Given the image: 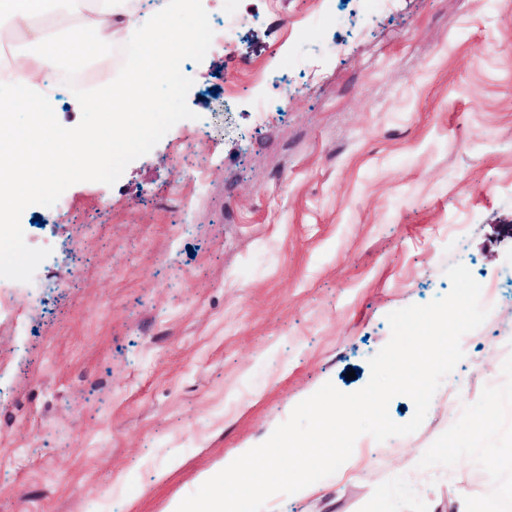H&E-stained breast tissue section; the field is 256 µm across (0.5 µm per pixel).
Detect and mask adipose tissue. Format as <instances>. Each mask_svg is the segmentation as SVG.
<instances>
[{"instance_id": "adipose-tissue-1", "label": "adipose tissue", "mask_w": 512, "mask_h": 512, "mask_svg": "<svg viewBox=\"0 0 512 512\" xmlns=\"http://www.w3.org/2000/svg\"><path fill=\"white\" fill-rule=\"evenodd\" d=\"M89 0H0V20L21 34L12 53L11 80L0 82V212L6 213L25 198L53 187L58 174L88 150L82 135L59 129L53 74L62 68H80L89 55L117 45H136L125 70L106 80L91 95L78 98L76 108L101 117L107 127L120 128L125 138L96 139L97 148L120 154L146 126L156 111L154 79L164 76L162 50L172 57L189 53L196 28L174 29L180 10L165 0L143 26L138 0H90L94 12H84ZM136 82L134 102H125L128 82ZM23 122H16V113ZM54 133L52 148H45L47 133Z\"/></svg>"}]
</instances>
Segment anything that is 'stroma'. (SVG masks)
I'll return each mask as SVG.
<instances>
[{
	"label": "stroma",
	"mask_w": 512,
	"mask_h": 512,
	"mask_svg": "<svg viewBox=\"0 0 512 512\" xmlns=\"http://www.w3.org/2000/svg\"><path fill=\"white\" fill-rule=\"evenodd\" d=\"M138 145L30 196L0 317V512H164L330 382L389 313L480 283L489 315L421 427L265 512H493L512 467V0H238ZM266 112H258L259 103ZM237 0H226L224 9V22L219 28L208 27L209 38L200 43L197 48L201 50L218 51L224 50L225 35L232 31L240 22V14L236 8Z\"/></svg>",
	"instance_id": "1"
}]
</instances>
